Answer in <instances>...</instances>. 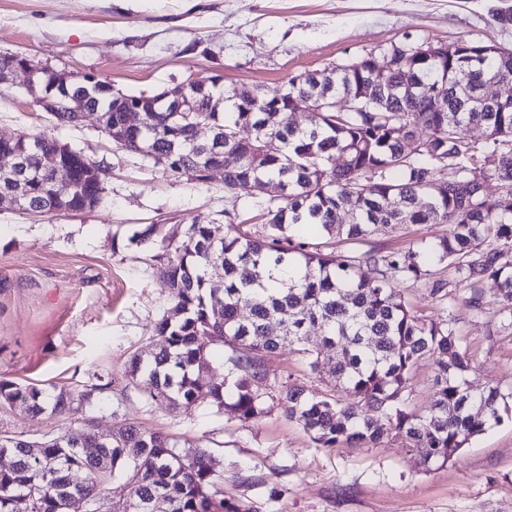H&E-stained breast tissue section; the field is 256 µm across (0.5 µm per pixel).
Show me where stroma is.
Masks as SVG:
<instances>
[{
	"label": "stroma",
	"instance_id": "35a3bbf8",
	"mask_svg": "<svg viewBox=\"0 0 512 512\" xmlns=\"http://www.w3.org/2000/svg\"><path fill=\"white\" fill-rule=\"evenodd\" d=\"M501 0H0V54L92 75L127 94L152 95L193 78L222 75L225 96L241 86L271 97L288 76L347 64L366 52L385 63L391 44L461 39L512 45V25L490 21ZM54 133L100 161L105 193L92 211L53 216L0 210V379L44 390L103 381V400L85 417L96 433L125 423L209 449L225 498L251 512H512V411L448 462L424 465L388 441L376 447H314L288 419L283 386L336 392L329 366L311 370L286 349L265 361V413L242 421L231 409L172 407L131 381L133 355L156 347L154 324L174 302L148 251L128 244L140 224L199 221L226 233L225 214L249 219L268 188L250 197L224 191L223 173L205 183L169 176L162 166L116 147L95 115L57 126L18 76L0 86V133ZM447 225L417 224L352 244L354 253L432 243ZM448 299L423 285H401L419 316L448 309L481 390L512 389V328L501 323L497 285L482 284L484 309L471 316V291L453 269ZM66 417L0 405V435L43 441L64 434Z\"/></svg>",
	"mask_w": 512,
	"mask_h": 512
}]
</instances>
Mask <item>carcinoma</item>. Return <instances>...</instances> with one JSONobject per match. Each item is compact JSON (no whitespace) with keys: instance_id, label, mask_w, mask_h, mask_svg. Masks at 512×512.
<instances>
[{"instance_id":"carcinoma-1","label":"carcinoma","mask_w":512,"mask_h":512,"mask_svg":"<svg viewBox=\"0 0 512 512\" xmlns=\"http://www.w3.org/2000/svg\"><path fill=\"white\" fill-rule=\"evenodd\" d=\"M464 54L421 59L418 45H392L384 75L371 76L372 56L331 69L287 78L285 94L316 98L357 97L370 89L365 112H260L257 89L242 88L236 100L206 113L203 124L223 130L224 152L237 164L224 169V190L247 197L258 179L275 182L283 193L270 199L264 223L251 230L227 216L229 231L214 237L212 225L196 221L162 234L158 224H142L128 242L142 249L159 245L158 272L175 302L176 314L153 329L157 351L131 359L129 378H144L151 400L185 408H231L243 420L265 412L268 398L263 360L298 347L312 369L330 364L345 398H320L302 386L284 389L288 418L298 421L317 448L341 443L375 447L397 439L423 463L445 462L470 441L500 423L512 392L487 385L479 395L467 391L472 371L455 319L415 315L395 283L431 286L445 299L447 282L433 267L450 266L472 290L469 311L482 312L479 283H497L502 322L512 328V98L494 106L478 104L484 84L512 80V48L486 53L489 45L464 40ZM214 74L197 84L198 107L220 95ZM104 110L105 135L123 123L117 100L96 95ZM482 128L480 142L468 139ZM250 137L240 136L243 130ZM143 138L172 176L214 159L212 141L195 138L194 128L168 112L146 113ZM28 165L40 175L27 182L37 210L53 216L45 201V159L56 152L52 133L27 136ZM341 157L344 163L336 164ZM75 185L59 206L84 211L85 199L101 200L104 190L93 172L97 164L74 155ZM490 180L508 186L496 197L485 193ZM409 224H446L448 232L424 245L364 255L336 252V243L376 236ZM314 225L328 236L313 243L295 237L296 228ZM377 276L360 275L362 263ZM223 271L222 287L209 271ZM316 326L329 359L304 347L307 329ZM228 346L233 401L226 383L205 380L210 347ZM436 365L434 399L428 413L409 409L407 383L422 358ZM0 403L20 404L39 414L73 415L94 403L90 391L64 386L46 392L0 380ZM39 448L31 456L29 449ZM0 512H14L21 497L30 512H95L102 486L117 475L127 479V496L112 512H150L162 494L168 512H251L241 501L224 499L220 474L205 448L178 449L168 436L125 424L101 442L85 426L31 442L0 436ZM86 479L75 482L74 472Z\"/></svg>"}]
</instances>
